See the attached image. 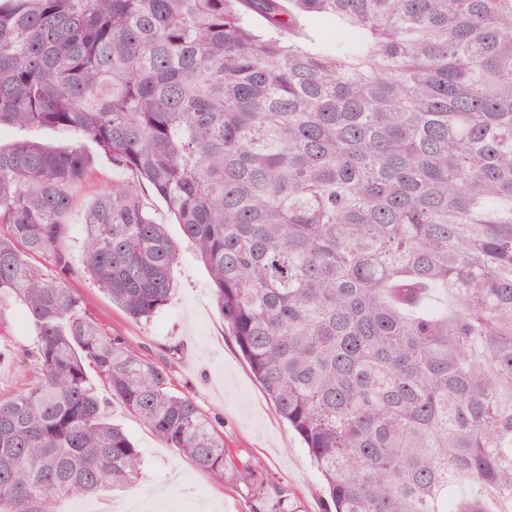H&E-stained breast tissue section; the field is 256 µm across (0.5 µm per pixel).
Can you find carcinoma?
<instances>
[{"instance_id": "1", "label": "carcinoma", "mask_w": 512, "mask_h": 512, "mask_svg": "<svg viewBox=\"0 0 512 512\" xmlns=\"http://www.w3.org/2000/svg\"><path fill=\"white\" fill-rule=\"evenodd\" d=\"M318 21L353 29L325 44ZM0 305L35 331L0 397V512L132 486L112 402L200 471L253 484L134 322L172 292L179 243L316 466L326 512H512V0H0ZM89 139L131 179L83 214ZM253 512H297L258 486ZM21 140H34L53 147L68 146L73 143L70 135L52 128H16L2 126L0 128V144L9 145Z\"/></svg>"}]
</instances>
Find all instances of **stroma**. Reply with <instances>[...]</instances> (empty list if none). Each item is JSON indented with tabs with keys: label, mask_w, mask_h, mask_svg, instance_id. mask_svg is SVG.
Listing matches in <instances>:
<instances>
[{
	"label": "stroma",
	"mask_w": 512,
	"mask_h": 512,
	"mask_svg": "<svg viewBox=\"0 0 512 512\" xmlns=\"http://www.w3.org/2000/svg\"><path fill=\"white\" fill-rule=\"evenodd\" d=\"M93 164L70 189L72 252L83 245L81 219L88 205L114 183L128 180L92 141H84ZM173 295L150 320H129L89 279L76 282L88 313L109 335L123 337L144 357L167 361L174 388L190 394L200 411L218 421L224 444L237 459L257 464L265 484L286 486L299 512H324L314 491L319 477L299 438L289 430L273 402L240 354L216 306L207 267L183 243L171 272ZM36 343L20 305H0V395L22 389L32 374L23 354ZM143 455L136 483L121 491H102L87 501L65 499L56 512H252L253 485L218 481L198 470L178 449L150 432L120 405L106 408Z\"/></svg>",
	"instance_id": "1"
}]
</instances>
